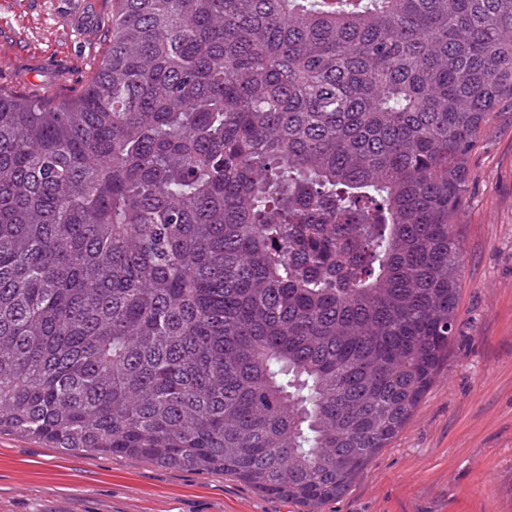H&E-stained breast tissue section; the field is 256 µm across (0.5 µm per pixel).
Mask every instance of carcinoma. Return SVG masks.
I'll use <instances>...</instances> for the list:
<instances>
[{"mask_svg":"<svg viewBox=\"0 0 512 512\" xmlns=\"http://www.w3.org/2000/svg\"><path fill=\"white\" fill-rule=\"evenodd\" d=\"M512 104V0H114L0 86V432L318 512L448 363L452 219Z\"/></svg>","mask_w":512,"mask_h":512,"instance_id":"cac0c4a2","label":"carcinoma"}]
</instances>
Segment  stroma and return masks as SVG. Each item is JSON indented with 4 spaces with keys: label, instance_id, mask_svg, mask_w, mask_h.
I'll return each instance as SVG.
<instances>
[{
    "label": "stroma",
    "instance_id": "35a3bbf8",
    "mask_svg": "<svg viewBox=\"0 0 512 512\" xmlns=\"http://www.w3.org/2000/svg\"><path fill=\"white\" fill-rule=\"evenodd\" d=\"M112 0H0V85L56 95L109 48ZM459 333L414 415L321 512H512V112L469 157ZM0 512H302L220 471L0 433Z\"/></svg>",
    "mask_w": 512,
    "mask_h": 512
}]
</instances>
